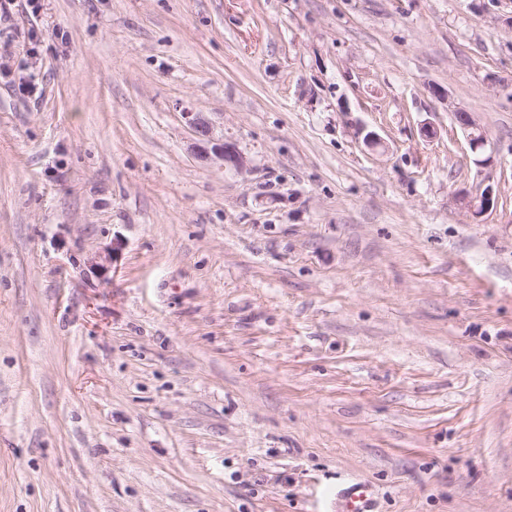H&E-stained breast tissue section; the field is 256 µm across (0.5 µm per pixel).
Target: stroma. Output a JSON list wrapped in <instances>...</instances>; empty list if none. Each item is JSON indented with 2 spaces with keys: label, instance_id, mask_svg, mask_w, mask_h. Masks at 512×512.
Listing matches in <instances>:
<instances>
[{
  "label": "stroma",
  "instance_id": "35a3bbf8",
  "mask_svg": "<svg viewBox=\"0 0 512 512\" xmlns=\"http://www.w3.org/2000/svg\"><path fill=\"white\" fill-rule=\"evenodd\" d=\"M355 482L512 512V0H0V512ZM185 124L191 132L190 150L197 160L207 165L215 164L224 168L232 167L243 171L247 160L237 145L217 135L210 121L201 112H182Z\"/></svg>",
  "mask_w": 512,
  "mask_h": 512
}]
</instances>
